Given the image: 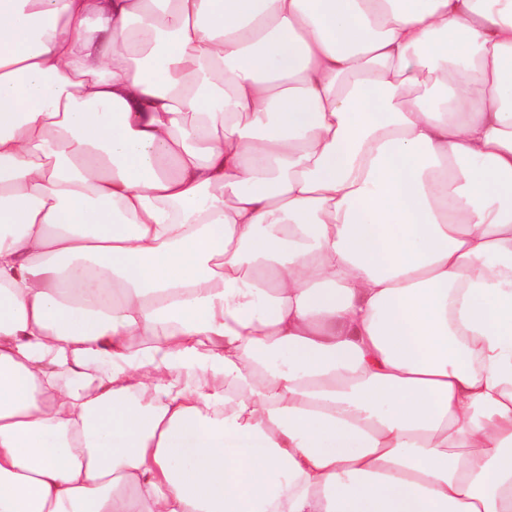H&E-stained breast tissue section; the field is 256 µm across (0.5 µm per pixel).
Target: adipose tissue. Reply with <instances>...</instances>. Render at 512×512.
I'll return each mask as SVG.
<instances>
[{
	"instance_id": "ef3b65f1",
	"label": "adipose tissue",
	"mask_w": 512,
	"mask_h": 512,
	"mask_svg": "<svg viewBox=\"0 0 512 512\" xmlns=\"http://www.w3.org/2000/svg\"><path fill=\"white\" fill-rule=\"evenodd\" d=\"M0 512H512V0H0Z\"/></svg>"
}]
</instances>
